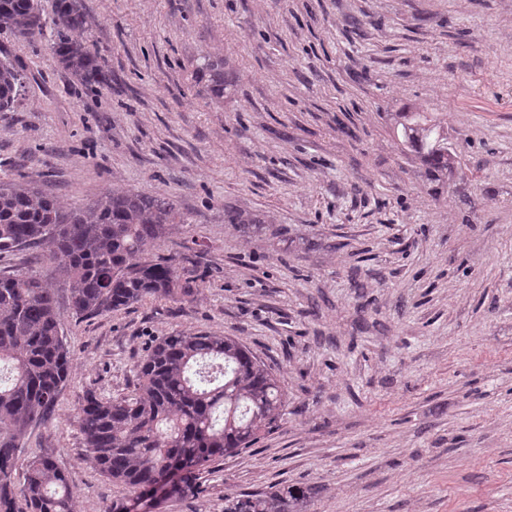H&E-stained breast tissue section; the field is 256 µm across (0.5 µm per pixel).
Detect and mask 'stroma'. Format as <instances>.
Wrapping results in <instances>:
<instances>
[{
    "instance_id": "1",
    "label": "stroma",
    "mask_w": 512,
    "mask_h": 512,
    "mask_svg": "<svg viewBox=\"0 0 512 512\" xmlns=\"http://www.w3.org/2000/svg\"><path fill=\"white\" fill-rule=\"evenodd\" d=\"M112 74L79 83L50 36L0 31L25 89L0 112V182L61 206L106 192L190 216L153 247L192 292L76 316L72 368L24 454L72 477L73 512L130 491L83 459L86 390H131L152 341L238 339L287 396L278 429L207 463L152 512H224L228 493L310 489L305 512H512V0H85ZM224 62V95L199 76ZM399 112L442 126L457 168L432 191ZM233 206L265 217L247 236Z\"/></svg>"
}]
</instances>
